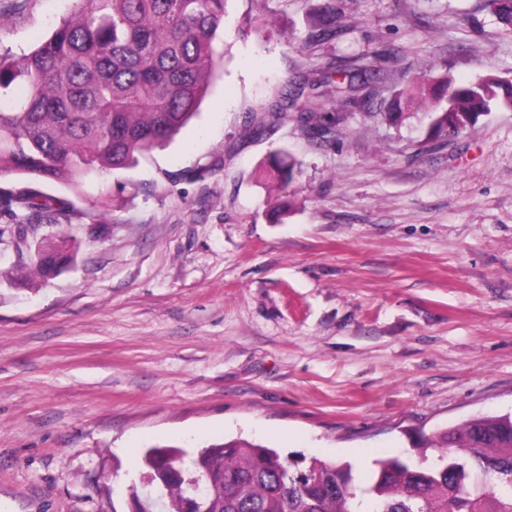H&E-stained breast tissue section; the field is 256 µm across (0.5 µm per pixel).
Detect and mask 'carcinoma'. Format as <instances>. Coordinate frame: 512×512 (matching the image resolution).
<instances>
[{"label":"carcinoma","mask_w":512,"mask_h":512,"mask_svg":"<svg viewBox=\"0 0 512 512\" xmlns=\"http://www.w3.org/2000/svg\"><path fill=\"white\" fill-rule=\"evenodd\" d=\"M353 0L325 7L309 39L336 37V18ZM227 0H76L52 34L27 53L0 54V173L54 182L78 193L87 181L133 167L138 156L172 139L198 115L224 58ZM494 22L512 33V0H487ZM341 71L316 70L282 87L270 110L298 113L306 130L323 137L339 112L357 101L358 89L379 74L377 55ZM332 100L333 106L298 102ZM400 96L426 114L433 137H450L480 115L512 111V79L487 74L430 80L428 66L414 68ZM283 183L294 174L287 155L274 156ZM62 205L33 194L6 231L28 235L31 217ZM67 246H38L31 271L40 278L74 261ZM419 461H374L358 484L352 467L317 457L293 464L260 443H213L192 455L153 447L150 470L178 462L204 484L192 502L187 485L172 480L162 508L152 509L129 488L128 512H512V416L467 419L420 440ZM438 450L430 461L427 450Z\"/></svg>","instance_id":"1"}]
</instances>
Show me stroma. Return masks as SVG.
Instances as JSON below:
<instances>
[{
  "label": "stroma",
  "mask_w": 512,
  "mask_h": 512,
  "mask_svg": "<svg viewBox=\"0 0 512 512\" xmlns=\"http://www.w3.org/2000/svg\"><path fill=\"white\" fill-rule=\"evenodd\" d=\"M325 3L229 0L198 118L83 195L0 176V198L66 204L65 223L0 240V512H126L153 445L241 437L361 479L417 460L419 436L512 413V112L444 142L388 118L422 58L436 77H512V35L485 0H359L321 43ZM74 6L0 0V52ZM248 13L273 34L241 36ZM366 50L382 78L334 134L273 120L285 80ZM44 238L75 251L46 282L24 271Z\"/></svg>",
  "instance_id": "stroma-1"
}]
</instances>
